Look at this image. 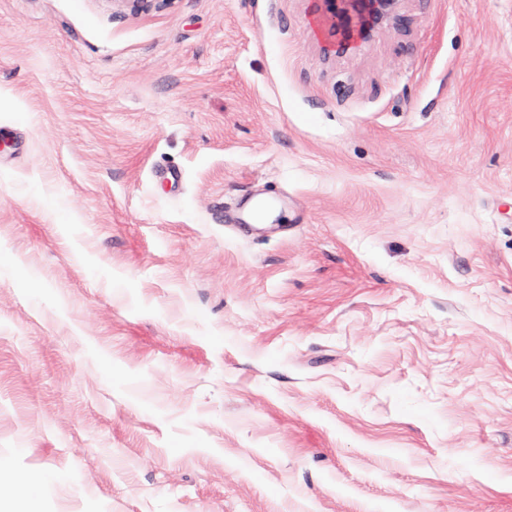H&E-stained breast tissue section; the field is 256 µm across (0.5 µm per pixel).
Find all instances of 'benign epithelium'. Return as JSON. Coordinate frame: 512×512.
<instances>
[{"label": "benign epithelium", "mask_w": 512, "mask_h": 512, "mask_svg": "<svg viewBox=\"0 0 512 512\" xmlns=\"http://www.w3.org/2000/svg\"><path fill=\"white\" fill-rule=\"evenodd\" d=\"M329 9L322 15L323 23L333 28L343 27L347 37L328 46L327 51L343 54L357 44L370 38L384 27H393L401 22V0H316ZM120 8L134 11L161 8L170 0H114Z\"/></svg>", "instance_id": "obj_1"}]
</instances>
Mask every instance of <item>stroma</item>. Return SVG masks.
Listing matches in <instances>:
<instances>
[{
	"label": "stroma",
	"instance_id": "stroma-1",
	"mask_svg": "<svg viewBox=\"0 0 512 512\" xmlns=\"http://www.w3.org/2000/svg\"><path fill=\"white\" fill-rule=\"evenodd\" d=\"M401 14L0 0L13 512H512V0ZM316 3L330 7L323 15L325 25L344 27L347 37L328 46V52L347 53L357 44L370 38L374 32L384 27L398 26L401 22V0H316ZM336 2L342 3V10L336 11Z\"/></svg>",
	"mask_w": 512,
	"mask_h": 512
}]
</instances>
